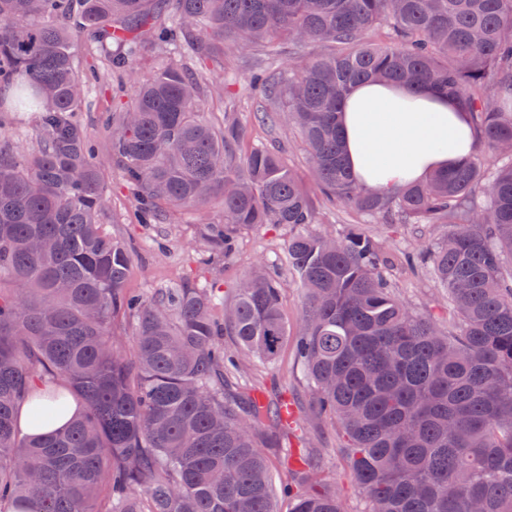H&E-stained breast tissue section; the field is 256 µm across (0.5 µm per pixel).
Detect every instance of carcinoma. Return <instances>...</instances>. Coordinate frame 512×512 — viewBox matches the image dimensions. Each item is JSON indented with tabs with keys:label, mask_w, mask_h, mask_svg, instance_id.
<instances>
[{
	"label": "carcinoma",
	"mask_w": 512,
	"mask_h": 512,
	"mask_svg": "<svg viewBox=\"0 0 512 512\" xmlns=\"http://www.w3.org/2000/svg\"><path fill=\"white\" fill-rule=\"evenodd\" d=\"M83 34L106 72L78 70ZM165 60L146 79L144 38ZM276 57L283 45L340 47L255 78L256 119L300 135L315 185L364 224H446L412 255L431 265L455 317L413 315L383 274L387 248L363 224L311 230L318 211L276 144L247 145L236 112L215 129L199 69L214 41ZM108 75L136 85L106 119L111 164L134 192L138 224H165L219 197L201 219L213 257L231 262L244 230L290 231L288 268L306 292L297 333L286 283L256 267L232 286L223 321L208 288L127 291V244L102 229L109 188L99 143L77 119ZM429 85L469 112L478 149L464 163L382 193L348 170L338 110L360 82ZM0 111L38 113L41 150H0V512H278L260 437L288 429L287 402L230 400L242 359L273 366L288 336L311 411L339 429L365 512H512V0H0ZM136 318L133 356L112 341ZM236 349H224V336ZM44 436L21 432L66 409ZM290 512H345L292 460Z\"/></svg>",
	"instance_id": "obj_1"
}]
</instances>
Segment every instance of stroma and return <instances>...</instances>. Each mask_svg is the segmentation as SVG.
<instances>
[{"label":"stroma","mask_w":512,"mask_h":512,"mask_svg":"<svg viewBox=\"0 0 512 512\" xmlns=\"http://www.w3.org/2000/svg\"><path fill=\"white\" fill-rule=\"evenodd\" d=\"M328 51V46L316 43L298 48L286 47L283 54L276 58L268 57L259 48L246 55L225 53L223 69L210 66L203 71L212 88L210 119L221 122L225 108L234 107L248 123L250 142H271L275 137L274 131L251 119L254 103L249 83L252 76L263 68L280 67L297 57L316 56ZM0 141L8 143L11 149L21 154L36 152L39 138L34 114L7 113L6 123L0 128ZM99 162L109 170L112 195L103 228L107 233L125 239L133 251L134 262L128 276V288L147 298L160 289L182 282L196 288L213 289L217 297L224 298L239 277L259 265L271 276L287 281L288 286L283 292V309L289 323H296L305 295L299 284L289 278L286 227L268 224L246 230L239 254L231 266H224L218 260L202 263L205 246L198 237V226L191 216L178 213L167 224L135 223V201L121 174L110 170L108 153H100ZM373 230L390 238L388 248L400 263L392 273V281L410 310L426 317H447L445 290L429 275L411 271L402 264L406 253L416 250L423 239L432 236V229L411 226L391 234L385 225L377 224ZM274 382L278 383L284 395L296 394L305 401L310 398V391L289 347L283 350L275 368L256 363L246 365L243 371L236 374L234 387L236 393L244 396L269 391ZM290 445L289 452L315 463L319 485L338 488L346 512H359L360 496L348 477L346 457L337 444L334 426L313 421L309 409H301L296 435Z\"/></svg>","instance_id":"stroma-1"}]
</instances>
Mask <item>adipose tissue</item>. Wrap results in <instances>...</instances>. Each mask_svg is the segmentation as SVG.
<instances>
[{
  "label": "adipose tissue",
  "mask_w": 512,
  "mask_h": 512,
  "mask_svg": "<svg viewBox=\"0 0 512 512\" xmlns=\"http://www.w3.org/2000/svg\"><path fill=\"white\" fill-rule=\"evenodd\" d=\"M340 129L352 174L378 191L463 163L477 141L458 104L406 85L359 84L342 106Z\"/></svg>",
  "instance_id": "ef3b65f1"
}]
</instances>
